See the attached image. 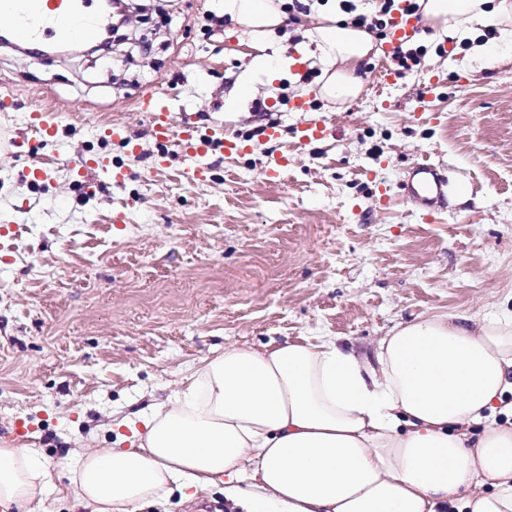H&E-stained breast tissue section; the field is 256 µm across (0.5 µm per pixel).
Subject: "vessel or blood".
Segmentation results:
<instances>
[{
    "instance_id": "vessel-or-blood-1",
    "label": "vessel or blood",
    "mask_w": 512,
    "mask_h": 512,
    "mask_svg": "<svg viewBox=\"0 0 512 512\" xmlns=\"http://www.w3.org/2000/svg\"><path fill=\"white\" fill-rule=\"evenodd\" d=\"M93 0H0V16L9 20V35L19 43L38 46L51 41L71 44L95 39L107 33L110 15L92 6ZM416 17L408 11L407 0H398L388 20L387 49L395 51L413 35ZM146 112L154 138L161 149L157 163L167 159L169 143H177L185 152L205 156L214 146L225 154L242 155L246 147L234 137L221 140L200 133L194 127L177 121L167 100L148 94L138 104ZM407 197L416 205L426 207L433 200L448 194V180L430 163L418 162L412 167L406 185Z\"/></svg>"
}]
</instances>
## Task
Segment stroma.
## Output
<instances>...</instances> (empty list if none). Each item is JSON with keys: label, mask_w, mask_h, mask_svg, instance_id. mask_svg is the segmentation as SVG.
Masks as SVG:
<instances>
[{"label": "stroma", "mask_w": 512, "mask_h": 512, "mask_svg": "<svg viewBox=\"0 0 512 512\" xmlns=\"http://www.w3.org/2000/svg\"><path fill=\"white\" fill-rule=\"evenodd\" d=\"M283 3L259 39L223 0H152L106 61L0 47V97L17 102L0 112V444L39 449L51 474L27 512H71L69 450L112 447L115 421L172 397L225 346L335 337L369 351L400 323L512 314V41L486 64L471 53L486 31L434 29L412 41L420 65L387 80L374 46L346 103L321 96L315 56L235 100L256 43L297 56L331 6ZM433 74L442 86L423 97ZM147 93L248 152L172 146L156 166ZM33 103L53 139L27 125ZM316 121L323 138L298 146ZM113 122L137 152L102 137ZM79 155L108 156L121 182L82 178ZM421 160L448 178L429 210L406 197ZM33 163L43 180L23 176Z\"/></svg>", "instance_id": "1"}]
</instances>
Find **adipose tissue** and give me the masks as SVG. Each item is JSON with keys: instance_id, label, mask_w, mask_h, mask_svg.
<instances>
[{"instance_id": "obj_1", "label": "adipose tissue", "mask_w": 512, "mask_h": 512, "mask_svg": "<svg viewBox=\"0 0 512 512\" xmlns=\"http://www.w3.org/2000/svg\"><path fill=\"white\" fill-rule=\"evenodd\" d=\"M418 4L431 28L512 37V0ZM224 13L257 35L284 19L276 0H224ZM312 38L322 95L356 96L370 33L332 23ZM125 424L129 447L69 458L87 512L219 484L244 512H512V318L400 324L369 353L334 339L229 346ZM49 481L37 449L0 447V506L20 510Z\"/></svg>"}]
</instances>
